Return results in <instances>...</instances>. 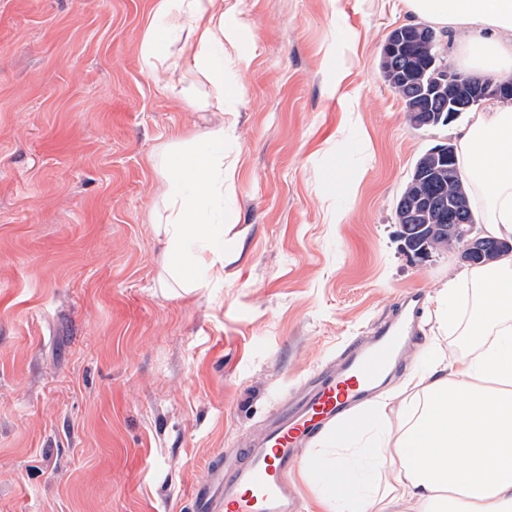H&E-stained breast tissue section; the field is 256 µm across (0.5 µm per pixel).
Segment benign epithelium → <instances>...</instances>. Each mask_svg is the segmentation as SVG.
Instances as JSON below:
<instances>
[{
    "mask_svg": "<svg viewBox=\"0 0 512 512\" xmlns=\"http://www.w3.org/2000/svg\"><path fill=\"white\" fill-rule=\"evenodd\" d=\"M434 34L423 27L410 35L399 30H392L384 43V55L395 56L405 51L413 41L429 43ZM415 63L407 65L404 78L407 82L419 86L420 93L429 99L448 100V122L455 121L464 110L478 104L491 94L512 99V78L496 80L490 77L469 76L463 82L457 81L448 73V69L439 66L432 75H427ZM435 161L425 167L414 170V182L420 188H427L437 183V171L446 167L453 171L454 148L451 142H445L434 150ZM420 206L415 218L422 222H434L431 231L448 238V241L461 246V258L468 262L494 261L496 254L505 243L487 239L474 234V225L469 215L467 197L456 195L447 197L442 194L424 193L419 198ZM405 254L420 262L431 256V250L421 242L410 241L400 237Z\"/></svg>",
    "mask_w": 512,
    "mask_h": 512,
    "instance_id": "benign-epithelium-1",
    "label": "benign epithelium"
}]
</instances>
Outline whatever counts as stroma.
I'll return each instance as SVG.
<instances>
[{"label": "stroma", "mask_w": 512, "mask_h": 512, "mask_svg": "<svg viewBox=\"0 0 512 512\" xmlns=\"http://www.w3.org/2000/svg\"><path fill=\"white\" fill-rule=\"evenodd\" d=\"M396 0H242L223 113L146 71L153 0H0V512H180L202 462L254 438L353 340L426 296L457 252L411 262L395 203L454 127L418 130L379 54ZM224 126V281L164 279L153 227L173 136Z\"/></svg>", "instance_id": "1"}]
</instances>
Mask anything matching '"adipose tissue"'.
Wrapping results in <instances>:
<instances>
[{
  "label": "adipose tissue",
  "mask_w": 512,
  "mask_h": 512,
  "mask_svg": "<svg viewBox=\"0 0 512 512\" xmlns=\"http://www.w3.org/2000/svg\"><path fill=\"white\" fill-rule=\"evenodd\" d=\"M406 13L447 29L466 66L483 74L512 71V0H400ZM225 0H154L139 43L146 70L203 76V108L223 110L232 88L224 73L235 60L226 44L235 11ZM467 199L482 231L512 243V101L495 99L472 112L457 133ZM234 183L224 163V130L208 135L205 152L175 138L162 181L164 211L155 227L172 276L201 288L224 278V241L200 217L204 199ZM479 307L462 318L466 290ZM428 369L366 401L364 413L338 420L323 448L306 460L323 473L325 499L336 512H512V251L490 271L470 267L450 277L432 300ZM476 348L452 360L443 339L453 329ZM344 483L351 495L334 497Z\"/></svg>",
  "instance_id": "1"
}]
</instances>
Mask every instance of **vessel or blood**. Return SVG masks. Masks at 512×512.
I'll list each match as a JSON object with an SVG mask.
<instances>
[{"instance_id": "1", "label": "vessel or blood", "mask_w": 512, "mask_h": 512, "mask_svg": "<svg viewBox=\"0 0 512 512\" xmlns=\"http://www.w3.org/2000/svg\"><path fill=\"white\" fill-rule=\"evenodd\" d=\"M415 335L404 317L381 322L368 342L350 347L337 369L320 373L311 389L283 408L282 419L258 446L244 449L236 465L205 460L203 480L189 495L191 512H300L288 483L299 449L375 392L392 373L399 348Z\"/></svg>"}]
</instances>
